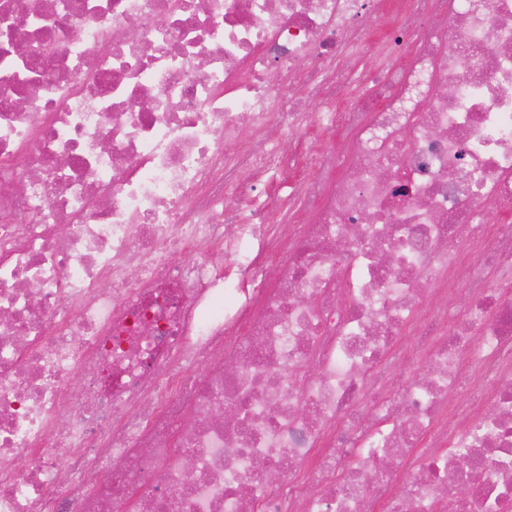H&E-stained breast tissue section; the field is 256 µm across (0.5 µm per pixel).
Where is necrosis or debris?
I'll return each mask as SVG.
<instances>
[{
  "label": "necrosis or debris",
  "mask_w": 512,
  "mask_h": 512,
  "mask_svg": "<svg viewBox=\"0 0 512 512\" xmlns=\"http://www.w3.org/2000/svg\"><path fill=\"white\" fill-rule=\"evenodd\" d=\"M400 7L0 0V512H512V0Z\"/></svg>",
  "instance_id": "necrosis-or-debris-1"
}]
</instances>
